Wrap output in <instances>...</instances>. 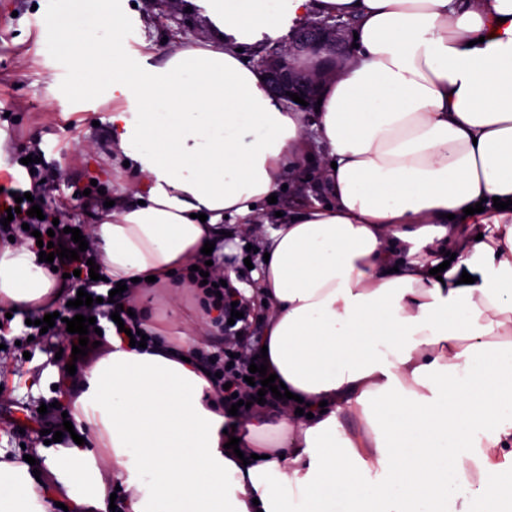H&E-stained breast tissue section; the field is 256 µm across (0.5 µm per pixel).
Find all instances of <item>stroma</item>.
I'll return each mask as SVG.
<instances>
[{"instance_id": "1", "label": "stroma", "mask_w": 512, "mask_h": 512, "mask_svg": "<svg viewBox=\"0 0 512 512\" xmlns=\"http://www.w3.org/2000/svg\"><path fill=\"white\" fill-rule=\"evenodd\" d=\"M136 36L126 43L128 56L142 54L145 46L163 52L198 45L209 39L211 22L202 6L169 8L166 0H135ZM56 11V0H0V168L17 173L11 163L12 143L36 141L63 179H52L70 212L84 224L104 209V202L119 196L127 172L112 161L111 100L77 109L69 92L72 77L64 59L49 55L37 30ZM308 142L298 171L286 174L276 203L260 202L261 222L279 224L281 215L314 204H327L328 193L320 173L326 151L313 126H306ZM96 182L100 193L88 204L69 200V184ZM55 343L24 342L0 350V450L25 455L38 446L39 431H16L12 419L16 403L31 406L60 400L55 386L58 365L68 357Z\"/></svg>"}]
</instances>
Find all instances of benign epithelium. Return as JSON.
<instances>
[{"instance_id":"7a95c632","label":"benign epithelium","mask_w":512,"mask_h":512,"mask_svg":"<svg viewBox=\"0 0 512 512\" xmlns=\"http://www.w3.org/2000/svg\"><path fill=\"white\" fill-rule=\"evenodd\" d=\"M344 24L332 18L308 23L289 42L288 52H273L260 61L261 74L268 92L277 98L290 99L296 93L308 105L296 104L298 109L310 111L314 108L320 88L321 77L301 73L296 65V56L304 53L315 56L331 68L341 54V32Z\"/></svg>"}]
</instances>
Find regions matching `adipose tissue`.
I'll return each instance as SVG.
<instances>
[{
  "mask_svg": "<svg viewBox=\"0 0 512 512\" xmlns=\"http://www.w3.org/2000/svg\"><path fill=\"white\" fill-rule=\"evenodd\" d=\"M203 2L212 38L142 65L125 57L122 5L58 2L57 27L82 38L48 49L67 51L77 98L112 100V151L129 164L93 250L106 277L138 279V318L155 276L176 323L173 271L222 244L224 218L255 223L307 149L303 113L241 46L315 12L349 20L358 46L314 123L331 203L269 231L245 292L265 304L267 364L292 398L275 421L230 419L192 363L197 340L146 351L111 336L70 401L96 449L0 452V512H54L62 493L70 512H110L113 484L126 512H442L511 488L512 208L488 200L512 199V0ZM105 22L107 39L91 38ZM59 297L33 250L0 248V312ZM231 421L239 456L224 448Z\"/></svg>",
  "mask_w": 512,
  "mask_h": 512,
  "instance_id": "ef3b65f1",
  "label": "adipose tissue"
}]
</instances>
